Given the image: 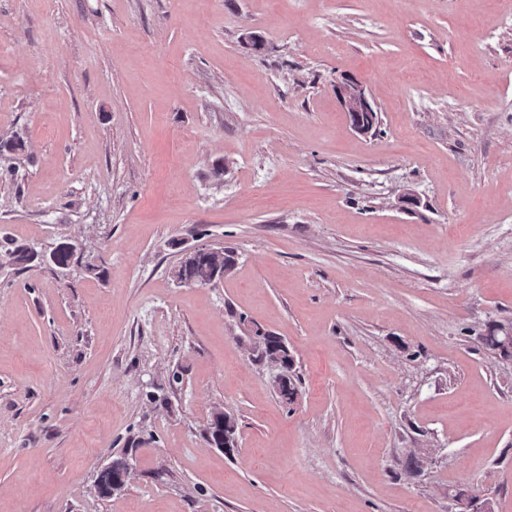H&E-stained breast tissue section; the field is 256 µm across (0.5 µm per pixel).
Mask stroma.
<instances>
[{
	"mask_svg": "<svg viewBox=\"0 0 512 512\" xmlns=\"http://www.w3.org/2000/svg\"><path fill=\"white\" fill-rule=\"evenodd\" d=\"M0 136V512H512V0H0ZM340 102L347 114V119L350 127L359 133H366L364 124L360 120V112H373L374 123L370 127V131L378 123V112H374V105L371 99L367 96L365 89L359 83H350L349 86L344 87L340 91ZM375 125V126H374ZM40 252L16 243L9 237L0 239V266L26 269L32 263H41ZM235 262L234 251L223 247L213 248L208 254L190 253L181 261L176 277L196 285L219 281L233 270ZM278 338H280V336H274L269 333L263 334L259 330L254 333V343L259 351H264L266 364L271 366L288 365V368H290L289 363L292 361V356H289L290 351H287L283 347H273L271 349L268 347L270 343H278ZM126 465L125 459L118 458L112 461V466L101 472L98 479V490L102 496L110 497L112 494L122 491L124 485L117 482L116 479L120 472L127 469Z\"/></svg>",
	"mask_w": 512,
	"mask_h": 512,
	"instance_id": "35a3bbf8",
	"label": "stroma"
}]
</instances>
